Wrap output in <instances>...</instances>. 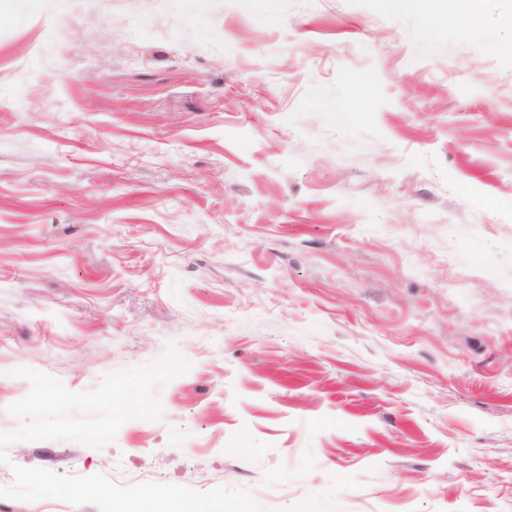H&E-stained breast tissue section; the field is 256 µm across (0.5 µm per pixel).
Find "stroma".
Listing matches in <instances>:
<instances>
[{
	"label": "stroma",
	"mask_w": 512,
	"mask_h": 512,
	"mask_svg": "<svg viewBox=\"0 0 512 512\" xmlns=\"http://www.w3.org/2000/svg\"><path fill=\"white\" fill-rule=\"evenodd\" d=\"M171 342L160 420L0 485L512 512V0H0V430Z\"/></svg>",
	"instance_id": "obj_1"
}]
</instances>
